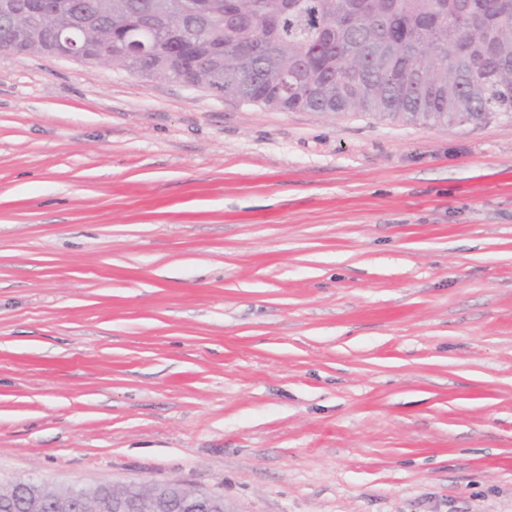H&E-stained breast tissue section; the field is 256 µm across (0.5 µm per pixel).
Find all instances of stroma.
I'll use <instances>...</instances> for the list:
<instances>
[{
	"mask_svg": "<svg viewBox=\"0 0 512 512\" xmlns=\"http://www.w3.org/2000/svg\"><path fill=\"white\" fill-rule=\"evenodd\" d=\"M512 512V119L279 112L0 49V482Z\"/></svg>",
	"mask_w": 512,
	"mask_h": 512,
	"instance_id": "obj_1",
	"label": "stroma"
}]
</instances>
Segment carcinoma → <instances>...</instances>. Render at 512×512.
Masks as SVG:
<instances>
[{
  "instance_id": "obj_1",
  "label": "carcinoma",
  "mask_w": 512,
  "mask_h": 512,
  "mask_svg": "<svg viewBox=\"0 0 512 512\" xmlns=\"http://www.w3.org/2000/svg\"><path fill=\"white\" fill-rule=\"evenodd\" d=\"M94 18L75 28L74 2ZM512 0H59L54 23L112 44V66L162 72L163 45L186 43L169 71L188 85L281 112H365L433 124L512 118ZM0 498L27 512L30 480ZM148 487L107 486L103 498Z\"/></svg>"
}]
</instances>
